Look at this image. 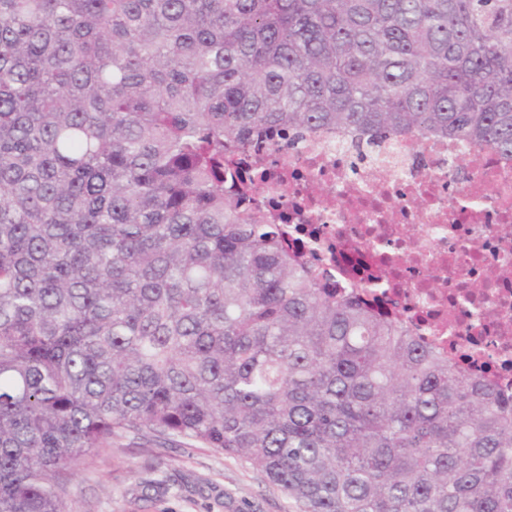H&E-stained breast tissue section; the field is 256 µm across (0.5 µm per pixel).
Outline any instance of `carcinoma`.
<instances>
[{"mask_svg":"<svg viewBox=\"0 0 512 512\" xmlns=\"http://www.w3.org/2000/svg\"><path fill=\"white\" fill-rule=\"evenodd\" d=\"M326 129L512 155V0H0V512L127 431L301 512H512V400L224 170Z\"/></svg>","mask_w":512,"mask_h":512,"instance_id":"obj_1","label":"carcinoma"}]
</instances>
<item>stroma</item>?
Listing matches in <instances>:
<instances>
[{
    "label": "stroma",
    "mask_w": 512,
    "mask_h": 512,
    "mask_svg": "<svg viewBox=\"0 0 512 512\" xmlns=\"http://www.w3.org/2000/svg\"><path fill=\"white\" fill-rule=\"evenodd\" d=\"M65 505L66 512H300L242 458L194 443L161 446L134 432L79 467Z\"/></svg>",
    "instance_id": "stroma-1"
}]
</instances>
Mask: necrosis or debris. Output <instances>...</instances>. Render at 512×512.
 I'll list each match as a JSON object with an SVG mask.
<instances>
[{
    "label": "necrosis or debris",
    "instance_id": "4bbe7bcc",
    "mask_svg": "<svg viewBox=\"0 0 512 512\" xmlns=\"http://www.w3.org/2000/svg\"><path fill=\"white\" fill-rule=\"evenodd\" d=\"M254 200L337 292L512 395V157L322 130L276 150Z\"/></svg>",
    "mask_w": 512,
    "mask_h": 512
}]
</instances>
